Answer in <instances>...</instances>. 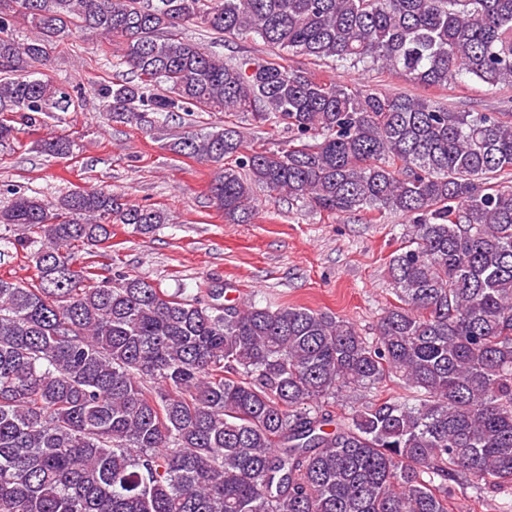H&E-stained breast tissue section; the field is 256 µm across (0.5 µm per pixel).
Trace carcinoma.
<instances>
[{"mask_svg":"<svg viewBox=\"0 0 512 512\" xmlns=\"http://www.w3.org/2000/svg\"><path fill=\"white\" fill-rule=\"evenodd\" d=\"M195 20L421 85L512 86V0H0V114L35 127L68 111L36 74L79 28L119 41L112 66L133 74L94 89L107 120L237 118L168 143L211 163L227 220H249L259 188L410 220L388 264L398 302L368 338L333 313L226 306L222 288L95 280L75 249L167 214L97 188L15 193L0 226L40 280L0 278V512H448L450 480L512 490V112L216 56L182 36ZM249 121L287 125L288 148L244 149ZM391 378L407 395L358 396Z\"/></svg>","mask_w":512,"mask_h":512,"instance_id":"carcinoma-1","label":"carcinoma"}]
</instances>
